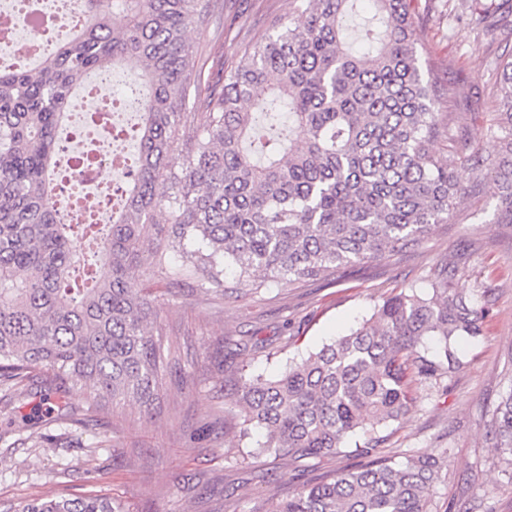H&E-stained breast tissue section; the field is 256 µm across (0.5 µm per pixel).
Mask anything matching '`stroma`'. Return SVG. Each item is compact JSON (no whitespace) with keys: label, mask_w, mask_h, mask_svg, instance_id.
<instances>
[{"label":"stroma","mask_w":512,"mask_h":512,"mask_svg":"<svg viewBox=\"0 0 512 512\" xmlns=\"http://www.w3.org/2000/svg\"><path fill=\"white\" fill-rule=\"evenodd\" d=\"M221 16L192 25L205 73L231 65L270 32L273 18L294 12V0H223ZM417 49L430 80L451 85L432 109L454 115L436 148L460 157L457 176L469 186L467 156H496L487 127L488 85L500 56L512 52V23L477 25V13L502 12V0H413ZM498 189L485 180L461 198L447 224L420 246L349 266L340 280L221 293L197 281L170 285L158 274L143 280L161 310L165 384L150 407L92 406L83 388L53 389L32 380L0 378V512L19 503L98 493L125 512H268L289 485L317 483L365 464L352 449L293 461L263 452L265 436L241 437L243 412L235 383L241 369L274 376L288 360L320 347L368 317L395 290L427 291L434 271L458 266V291L488 300L485 333L461 344L464 365L446 392L423 386L402 420L381 429L379 452L397 462L408 455L445 454L431 512H512V470L499 460L493 410L512 388V224L495 221Z\"/></svg>","instance_id":"1"}]
</instances>
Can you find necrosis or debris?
<instances>
[{"instance_id": "4bbe7bcc", "label": "necrosis or debris", "mask_w": 512, "mask_h": 512, "mask_svg": "<svg viewBox=\"0 0 512 512\" xmlns=\"http://www.w3.org/2000/svg\"><path fill=\"white\" fill-rule=\"evenodd\" d=\"M83 18L82 0H0V66L37 57L50 29H65ZM100 90L98 84L80 82L71 102L70 128L56 160L63 184L57 210L61 223H72L79 210L104 229L123 198L101 175L130 161L131 151L129 132H116L112 113L98 106Z\"/></svg>"}]
</instances>
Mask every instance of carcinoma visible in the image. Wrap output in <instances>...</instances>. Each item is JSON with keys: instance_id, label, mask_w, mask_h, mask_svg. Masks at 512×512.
<instances>
[{"instance_id": "carcinoma-1", "label": "carcinoma", "mask_w": 512, "mask_h": 512, "mask_svg": "<svg viewBox=\"0 0 512 512\" xmlns=\"http://www.w3.org/2000/svg\"><path fill=\"white\" fill-rule=\"evenodd\" d=\"M272 33L212 79L186 32L215 0H84L87 21L35 66L0 68V376L38 367L82 385L101 408L149 404L162 364L155 336L166 325L140 282L142 266L175 284L194 279L259 289L341 277L351 263L402 253L448 223L456 199L493 178L498 224H512V53L501 57V132L492 159L469 158L460 186L455 154L434 144L440 93L424 81L410 0H371L372 17L351 22L361 0H296ZM358 31L356 41L351 32ZM138 72L119 107L138 115L137 156L124 205L99 242L103 271L75 288L81 239L59 222L53 160L58 129L81 79ZM205 110L195 124V107ZM169 222L144 235L158 214ZM455 270L434 271L430 291L401 288L348 333L288 363L271 379L240 377L241 433L265 429L262 448L321 458L362 432L369 455L378 429L402 419L419 387L463 365L459 339L484 335L490 309L453 288ZM155 320V331L144 322ZM439 347L428 357L424 338ZM500 460L512 467V388L493 411ZM443 455L404 463L377 457L364 468L302 485L268 512H431ZM14 512H124L107 496L34 499Z\"/></svg>"}]
</instances>
